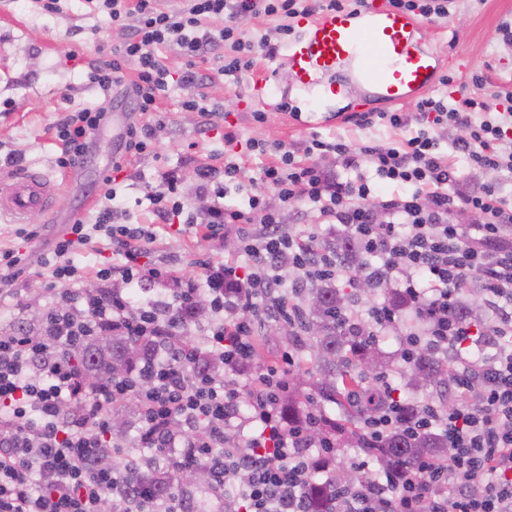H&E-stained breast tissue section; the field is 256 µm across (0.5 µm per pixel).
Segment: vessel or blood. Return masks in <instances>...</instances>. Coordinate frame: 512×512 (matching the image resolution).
<instances>
[{
  "label": "vessel or blood",
  "mask_w": 512,
  "mask_h": 512,
  "mask_svg": "<svg viewBox=\"0 0 512 512\" xmlns=\"http://www.w3.org/2000/svg\"><path fill=\"white\" fill-rule=\"evenodd\" d=\"M422 27L419 18L385 0L304 16L282 50L286 79L291 89L328 103L345 92L339 76L349 73L370 84L378 99L398 104L436 83L440 63L424 49ZM57 198L54 178L27 169L0 184V215H11L17 224L35 211L55 217Z\"/></svg>",
  "instance_id": "1"
}]
</instances>
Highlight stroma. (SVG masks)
<instances>
[{
	"instance_id": "stroma-1",
	"label": "stroma",
	"mask_w": 512,
	"mask_h": 512,
	"mask_svg": "<svg viewBox=\"0 0 512 512\" xmlns=\"http://www.w3.org/2000/svg\"><path fill=\"white\" fill-rule=\"evenodd\" d=\"M505 22L512 24V0H449L447 17L426 22L422 30L426 48L443 62L450 58L457 61L454 67H441V75L449 82L435 84L433 95L457 99L477 93L493 111H505L506 101L497 96L501 89L512 87V41L499 31ZM127 34L122 24L109 22L96 0H60L56 12L43 10L39 0H0V179L24 169L60 175L56 124L66 113L99 102L101 93L88 83L86 67L109 58ZM254 67L272 74L262 98L255 94L248 77L237 79L218 73L211 58L198 61L197 70L206 76L203 86L172 84L168 95L157 103L155 117L161 125L154 153L116 154L111 139L102 140L81 182L73 191L61 192L59 206L82 210L85 218H93V209H82L81 201L99 196L104 174L112 169L113 162H120L117 177L127 199L122 223L152 227L155 237L148 245V262L169 263L181 284L196 286L201 282L202 265L223 261L230 257V249L225 248L223 239L203 237L195 228L178 222L162 223L147 189L159 184L166 172L177 171L186 208L198 207L195 172L205 165L223 166L225 126H232L238 136L234 150L248 180L258 178L263 167L276 162L281 149L299 157L314 139L341 137L359 148L413 133L409 127L360 128L351 123V115L360 112L363 103H371L376 112L388 109L387 104L370 102V89L355 83L344 97L322 108L312 124H301L293 120L291 112L280 108L285 75L281 55H257ZM476 72L485 80L480 90L471 81ZM201 94L223 104L222 115L207 119L197 114L186 119L182 101ZM257 111L265 112L264 123L253 122ZM251 138L261 141L264 151L248 150L246 142ZM28 222L37 235L24 241L16 237L13 224L1 220L0 247H18L29 254L28 266L11 287L14 302L21 309L20 320L33 326L47 307L44 289L50 279L38 257L65 227L51 223L41 212L31 213Z\"/></svg>"
}]
</instances>
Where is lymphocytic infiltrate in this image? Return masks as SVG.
Here are the masks:
<instances>
[{
    "label": "lymphocytic infiltrate",
    "instance_id": "f902f5d3",
    "mask_svg": "<svg viewBox=\"0 0 512 512\" xmlns=\"http://www.w3.org/2000/svg\"><path fill=\"white\" fill-rule=\"evenodd\" d=\"M98 2L110 22L130 21V33L111 60L89 67L86 78L106 94L128 83L140 114L124 145L133 155L154 150L156 123L147 114L169 92L170 72L158 46L178 48L190 63L217 54L221 72L238 77L252 69L257 53L274 54L288 41L292 19L313 10L311 0H183L177 9L161 7L158 0H138L132 9L127 0ZM260 14L277 17L278 25L258 38H244L243 21ZM209 20L222 21V28H206ZM224 44L230 50L223 54ZM129 62L137 75L128 82L123 69ZM415 108L412 115L362 112L356 117L361 127L416 124L411 137L357 152L340 137L312 140L304 160L287 150L265 166L258 189L243 183L238 159L225 154L223 167L196 172V194L207 202L200 210L185 211L177 174H166L151 189L161 220L181 215L205 237L231 230L238 239L236 256L205 265L203 280L214 320L207 344L223 355L234 378L250 374L244 391L234 379L223 384L191 376L163 359L154 364L149 383L135 373L80 389L79 372L64 355L68 347L102 333L168 336L177 324L131 297L143 280L169 283L171 269L163 262L146 267V246L154 234L119 223L124 202L116 181L104 177L103 205L94 221L75 218L41 256L51 275L45 321L28 330L0 327V512H100L118 479L102 466L112 453V409L131 399L151 447L171 450L170 467L183 469L203 459L219 473L248 470V482L237 491L239 512H310L306 489L315 470L335 458V444L311 433L314 413L288 422L281 408V367L252 370L256 320L288 311L283 268H294L302 282L335 281L346 272L316 236L284 228L281 208L301 199L322 223L341 226L357 244L367 258L361 277L382 288L403 285L407 303L419 310L420 324L401 341L404 360L428 345L439 353L455 352L454 406L426 403L408 424L393 400L361 429L368 448L379 447L393 431L415 436L441 431L453 450L450 461L430 457L408 471L355 483L331 502L330 512H512V313H501L491 350L481 356L470 350L474 327L455 314L459 291L476 272L495 297L512 301V198L496 186L475 193L454 188L452 164L453 154L461 152L474 167L512 175V135L497 113L472 97L450 101L426 95ZM109 112L100 103L57 124L60 166H70L85 151ZM448 126L464 128L466 135L444 153L434 131ZM330 154L336 157L333 169L320 162ZM380 183L390 186V193L377 195ZM233 191L243 194L242 204H226ZM271 193L277 204L268 202ZM461 207L473 217L466 229L451 220ZM100 233L119 260L98 270L103 288L91 294L73 257ZM76 397L82 418L63 422V405ZM172 419L181 425L178 432L165 429ZM232 430L248 436L223 448Z\"/></svg>",
    "mask_w": 512,
    "mask_h": 512
}]
</instances>
